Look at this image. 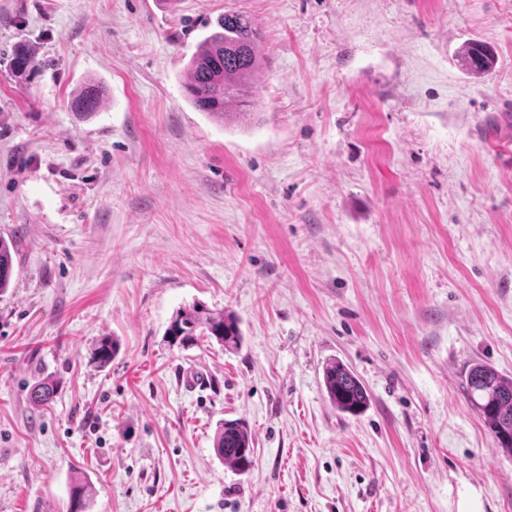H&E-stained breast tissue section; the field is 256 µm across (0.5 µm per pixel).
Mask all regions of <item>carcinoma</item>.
Wrapping results in <instances>:
<instances>
[{
  "instance_id": "carcinoma-1",
  "label": "carcinoma",
  "mask_w": 512,
  "mask_h": 512,
  "mask_svg": "<svg viewBox=\"0 0 512 512\" xmlns=\"http://www.w3.org/2000/svg\"><path fill=\"white\" fill-rule=\"evenodd\" d=\"M261 29L251 17L240 12H226L218 29L206 37L189 63L186 93L200 112L220 123H242L254 118L250 82L261 66L259 43ZM13 72L19 78L33 75L44 63L26 47H19L11 59ZM461 66L473 75L492 70L493 51L480 41L465 43L459 52ZM102 89L88 82L70 98L69 107L78 117L94 115L101 103ZM15 245L0 237V293L9 287L14 268ZM166 336L169 344L190 345L201 338L216 341L224 348H237L242 342L238 318L224 310H211L194 304L176 312ZM115 344L102 340L94 358L102 366L112 360ZM327 397L336 410L358 414L369 402V394L354 371L341 361H330L323 368ZM465 387L472 407L477 411L498 447L512 455V377L494 368L470 362L465 371ZM57 385L49 379L36 381L29 390V404L42 408L50 403ZM214 448L225 463L238 471L250 469L253 463V437L242 420H226L218 427ZM93 497L91 485L78 484L73 491L69 512H85V504Z\"/></svg>"
}]
</instances>
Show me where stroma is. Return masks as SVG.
<instances>
[{
  "label": "stroma",
  "mask_w": 512,
  "mask_h": 512,
  "mask_svg": "<svg viewBox=\"0 0 512 512\" xmlns=\"http://www.w3.org/2000/svg\"><path fill=\"white\" fill-rule=\"evenodd\" d=\"M228 11L263 31L242 126L184 88ZM471 39L489 73L460 66ZM508 109L512 0H0V512H68L77 476L88 512H512L463 391L473 360L512 377V128L479 136ZM192 303L241 345H169ZM332 360L362 414L329 403ZM232 419L246 472L214 450ZM461 66L473 75H482L492 70L495 64L493 51L480 41L465 43L459 52ZM11 62L12 70L15 73V76L19 78H27L44 68L42 59L37 57L27 47L17 48L13 54ZM102 89L94 82H88L70 98L69 107L79 118L94 115L101 103ZM15 245L0 237V293L9 287L14 268ZM327 397L336 410L358 414L369 402V394L354 371L341 361H330L323 368ZM57 391L53 380L42 379L36 381L29 390L28 401L32 407L43 408L48 405ZM214 448L225 463L238 471H247L253 463V437L242 420H226L218 427Z\"/></svg>",
  "instance_id": "35a3bbf8"
}]
</instances>
